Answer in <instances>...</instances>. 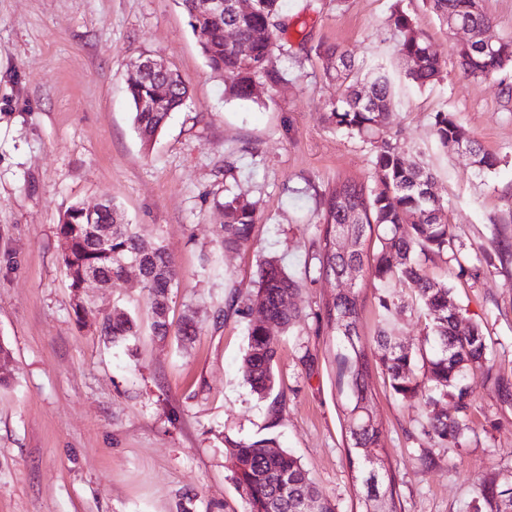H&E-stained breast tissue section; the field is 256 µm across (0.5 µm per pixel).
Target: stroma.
Here are the masks:
<instances>
[{"label":"stroma","mask_w":512,"mask_h":512,"mask_svg":"<svg viewBox=\"0 0 512 512\" xmlns=\"http://www.w3.org/2000/svg\"><path fill=\"white\" fill-rule=\"evenodd\" d=\"M402 4L431 37L440 79L406 76L391 24ZM289 26L274 90L244 101L225 94L179 0H0V512H244L230 481L224 436L273 438L293 452L337 507L360 512L343 438L336 340L320 324L331 277L308 275L320 250L319 216L336 178L368 179L372 146L328 124L339 91L316 48L336 45L388 72L389 127L426 162L461 264L433 256L425 272L448 282L480 323L495 367L512 371V70L464 79L425 0H287ZM151 56L189 88L152 149L134 131L125 74ZM452 113L499 160L476 171L468 154L437 143L434 116ZM233 169H226V162ZM256 201L248 244L221 246L226 192ZM114 201L125 223L160 241L179 278L169 321L193 316L192 341L159 340L137 273L87 288L75 315L56 228L76 203ZM300 283L303 319L278 340L276 389L260 399L244 382L249 320L241 300L265 258ZM135 313L130 345L97 325L112 309ZM401 512H473L480 480L512 469V406L475 375L462 447L421 432L417 401L369 379ZM432 459L422 466L421 455Z\"/></svg>","instance_id":"35a3bbf8"}]
</instances>
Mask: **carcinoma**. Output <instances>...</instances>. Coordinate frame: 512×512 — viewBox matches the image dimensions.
<instances>
[{
  "label": "carcinoma",
  "instance_id": "cac0c4a2",
  "mask_svg": "<svg viewBox=\"0 0 512 512\" xmlns=\"http://www.w3.org/2000/svg\"><path fill=\"white\" fill-rule=\"evenodd\" d=\"M282 0H254V8L243 12L235 0H224V17L195 18L192 0H181L191 28L207 27L209 40L201 51L214 70L224 72L225 93L237 99H254L259 88H273L285 80L272 58L280 45L277 33L288 29V16ZM441 26L467 25L474 30L489 27L492 18L478 0H426ZM392 21L400 33L399 52L410 62L408 79L423 88L439 80L442 62L428 35L416 20L395 8ZM235 29L241 47L225 42L224 31ZM327 61L326 75L336 82L340 93L328 112V122L349 135L359 136L374 148L373 173L367 182L353 178L336 180L325 193L320 219L322 250L316 255L314 271L336 277L357 266L362 278L369 279L378 292L384 312L376 334L379 366L388 375L390 387L399 398L420 397L423 405L422 431L443 444L459 446L474 398L467 379L480 372L492 383L499 400L512 404V375L493 372L491 347L479 323L465 314L460 320L448 319V302L455 296L448 283L430 278L422 268L421 257L447 255L457 259L456 245L443 219V204L433 193L434 174L422 162L411 163L398 135L388 129L392 108L391 80L380 65L366 74L351 55L337 46L317 47ZM461 73L473 80L498 77L512 69V37L500 39L493 50L472 44L456 50ZM126 89L133 108L134 129L146 148L164 127L169 115L178 111L187 97L180 74L168 69L152 74L128 70ZM160 85L168 99L160 112L141 108L142 101ZM434 135L443 149L459 140L468 146L472 164L485 173L498 166V158L483 151L454 116L438 112ZM222 246L236 250L251 239L256 203L235 193L224 198ZM112 223L107 241L94 234L80 204L65 214L58 227L60 258L71 280L79 289L90 270L111 281L124 277V262L138 260L142 285L152 314V330L161 340L170 335L167 311L171 288L178 270L163 245L144 238L138 225L117 221V212L104 213L98 224ZM347 249L336 252V239ZM398 284L406 285L417 309L428 320L424 342L405 345L394 336L389 324L391 313L399 309ZM299 282L286 273L274 258L258 264L252 289L242 312L250 316L260 308L269 320L287 330L302 320L292 307ZM361 287L338 288L325 303L324 321L336 338V393L345 429L349 461L356 471L357 496L364 512H397L390 469L380 445L379 424L367 417L373 402L369 388L370 363L360 340ZM135 317L122 310L103 316L100 335L114 345L128 344L139 335ZM276 338L262 321H250L248 342L242 357L244 382L260 398L275 387ZM454 401L456 415L441 409L445 399ZM231 460L230 479L245 504V512H336L332 500L314 484L300 459L282 448L273 438L235 440L224 437ZM475 512H512V472H496L479 485Z\"/></svg>",
  "mask_w": 512,
  "mask_h": 512
}]
</instances>
